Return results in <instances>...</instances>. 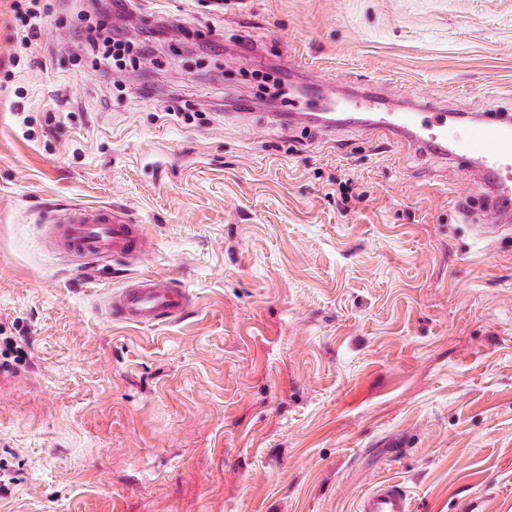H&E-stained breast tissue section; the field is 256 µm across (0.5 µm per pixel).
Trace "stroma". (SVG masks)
I'll list each match as a JSON object with an SVG mask.
<instances>
[{
  "instance_id": "stroma-1",
  "label": "stroma",
  "mask_w": 512,
  "mask_h": 512,
  "mask_svg": "<svg viewBox=\"0 0 512 512\" xmlns=\"http://www.w3.org/2000/svg\"><path fill=\"white\" fill-rule=\"evenodd\" d=\"M128 0L101 77L54 0L33 54L0 0V512H355L393 479L412 512L512 495V234L478 238L467 172L309 112L295 68L512 116V0ZM252 99L256 115L224 116ZM185 106L197 112L173 116ZM112 205L153 248L97 275L48 206ZM189 311L104 315L138 275Z\"/></svg>"
}]
</instances>
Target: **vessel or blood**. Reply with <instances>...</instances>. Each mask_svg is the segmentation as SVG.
Here are the masks:
<instances>
[{
    "label": "vessel or blood",
    "mask_w": 512,
    "mask_h": 512,
    "mask_svg": "<svg viewBox=\"0 0 512 512\" xmlns=\"http://www.w3.org/2000/svg\"><path fill=\"white\" fill-rule=\"evenodd\" d=\"M308 83L317 90L320 106L341 109L346 120L363 122L371 135L418 145L475 171L480 208L494 218L493 223L479 225V237L512 230V119L486 115L458 134L454 131L458 115L446 109L423 104L410 112H375L369 97L358 95L337 103L320 77H309ZM313 120L327 139L335 138L342 122L301 112H277L270 117L271 123L283 128ZM51 221L61 252L89 261L132 262L151 248L145 226L119 215L114 207L69 206L55 210ZM189 304L187 289L175 280L144 275L110 295L104 314L111 320L155 326L181 317ZM357 512H410L409 496L400 484L379 481L360 497Z\"/></svg>",
    "instance_id": "1"
}]
</instances>
